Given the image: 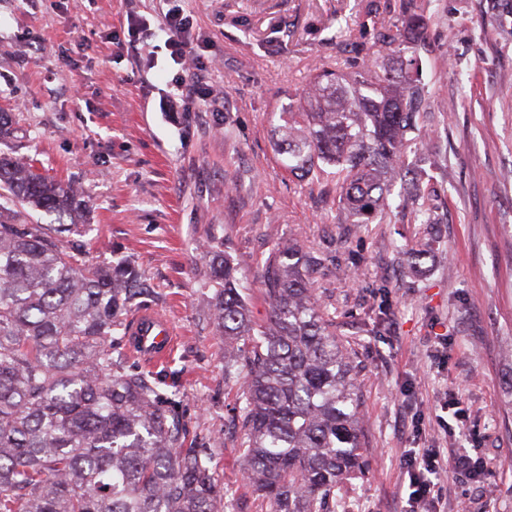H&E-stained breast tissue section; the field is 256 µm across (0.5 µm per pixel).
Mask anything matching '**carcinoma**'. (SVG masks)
Wrapping results in <instances>:
<instances>
[{"mask_svg":"<svg viewBox=\"0 0 512 512\" xmlns=\"http://www.w3.org/2000/svg\"><path fill=\"white\" fill-rule=\"evenodd\" d=\"M403 10L404 30L383 27L374 43L419 31L418 0ZM425 113L417 53L373 57L353 73L318 72L277 142L302 178L335 168L340 209L368 224L397 181L422 198L404 149ZM26 206L73 222L87 209L74 184L0 154V512H227L210 440L189 437L177 394L127 354L129 316L149 293L138 270L88 271L70 225L19 224ZM301 253L290 243L264 261L269 315L257 324L238 269L203 251L212 291L201 299L224 338V374L245 371L242 472L265 512H336V491L366 468L354 365Z\"/></svg>","mask_w":512,"mask_h":512,"instance_id":"cac0c4a2","label":"carcinoma"}]
</instances>
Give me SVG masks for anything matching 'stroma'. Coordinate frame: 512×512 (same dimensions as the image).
<instances>
[{
  "label": "stroma",
  "mask_w": 512,
  "mask_h": 512,
  "mask_svg": "<svg viewBox=\"0 0 512 512\" xmlns=\"http://www.w3.org/2000/svg\"><path fill=\"white\" fill-rule=\"evenodd\" d=\"M170 2L192 23L222 113L184 115L164 50L129 44V21L156 17L160 0H0V112L17 130L0 153L82 190L89 267L124 257L138 268L146 308L179 338L152 372L209 438L232 512H259V500L242 477L239 386L199 308L211 261L198 247L237 267L260 324L262 264L294 238L321 260L320 307L359 370L368 468L341 491L344 512H402L421 448L467 452L477 470L443 476L440 512H512V0L424 4L430 118L405 154L435 221L414 223L396 186L387 214L357 226L334 175L290 173L274 128L318 68L404 54L361 26L401 27L402 0Z\"/></svg>",
  "instance_id": "stroma-1"
}]
</instances>
